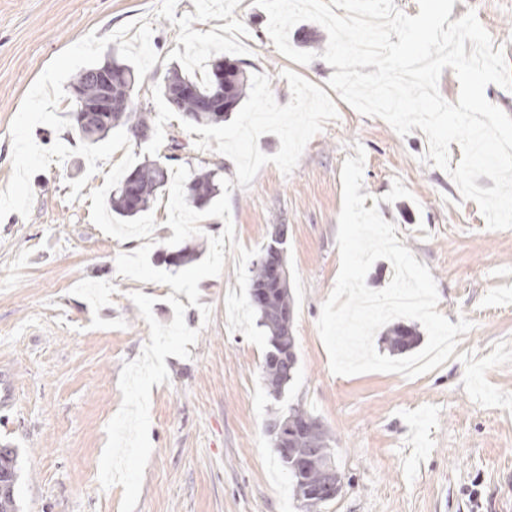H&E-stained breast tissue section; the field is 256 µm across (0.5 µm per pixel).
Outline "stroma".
<instances>
[{
  "mask_svg": "<svg viewBox=\"0 0 512 512\" xmlns=\"http://www.w3.org/2000/svg\"><path fill=\"white\" fill-rule=\"evenodd\" d=\"M470 10L512 64V0H455L450 18ZM142 17L158 60L136 94L154 135L131 147L142 162L173 157L152 236L121 241L91 219L89 194L120 150L93 174L76 154L51 164L31 179L29 216L0 220V448L18 453L17 512H301L266 432L292 406L328 431L343 478L321 512H512V230L487 229L450 175L424 163L421 129L400 136L340 98L318 23L290 32L316 55L300 65L253 0H0V189L11 123L48 64ZM221 56L244 70L248 95L224 123L189 125L159 93L164 74L202 76ZM360 148L365 208L430 269L438 311L472 324L414 378L333 374L317 328L340 269L342 163ZM204 165L220 167L222 190L200 210L184 194ZM397 179L409 197L385 201ZM276 224L298 357L278 401L248 302ZM184 248L197 258L165 262Z\"/></svg>",
  "mask_w": 512,
  "mask_h": 512,
  "instance_id": "1",
  "label": "stroma"
}]
</instances>
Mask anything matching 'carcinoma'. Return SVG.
<instances>
[{"instance_id":"cac0c4a2","label":"carcinoma","mask_w":512,"mask_h":512,"mask_svg":"<svg viewBox=\"0 0 512 512\" xmlns=\"http://www.w3.org/2000/svg\"><path fill=\"white\" fill-rule=\"evenodd\" d=\"M108 70L112 73V85L108 87L112 95V111L105 112L94 127L79 125L74 112H69L72 130L76 136L88 144H96L104 140L112 129L123 127L127 133L136 131L153 132L151 109L149 105L137 101L134 90L139 84L135 68L115 57L105 59L103 62L85 68L76 73L69 87H78L82 93L92 98L101 90L102 86L96 79L95 72ZM224 72V105H214L204 111L200 107L202 98L210 96L215 87L218 72ZM191 85L196 94L192 97L170 96V89L178 85ZM247 78L243 70L224 59L215 60L210 72L201 80L193 79L182 73L176 67L167 70L160 92L166 101L184 113L195 125H214L224 121L228 113L234 111L246 95ZM138 178L141 198L137 209L129 208L124 187L126 180H121L115 190L111 192L108 200L109 209L120 218L133 219L147 211L156 197L159 189L168 184V169L163 165L152 162L144 163L133 170ZM218 195V186L214 181V173L202 169L188 187L186 201L198 209L206 207ZM284 241L270 239L261 249L260 254L252 262L249 283V304L259 315V325L264 328L269 349L264 357V374L267 381L268 393L273 399L282 397L297 368V354L295 339L290 328L275 317V313L290 309L293 300L288 290V279H283L278 285L270 289L269 296L260 299L257 289L267 287V268L263 258L271 256L283 265L285 264ZM420 335L416 328L397 324L393 326L385 337L390 351L403 354L416 347ZM281 423L305 421L310 423L311 432L304 437L303 444L309 448L318 449V453L308 465V470L302 473L296 471L294 459L291 455H279L282 465L291 478L293 496L300 501V508L304 512H319V509L330 502V499L320 497L312 502H305L299 497V488L305 482H314L318 479L321 467L332 460L329 448V435L317 418L300 407L291 406L288 412L277 418ZM0 475L18 480L17 453L12 448H0Z\"/></svg>"}]
</instances>
